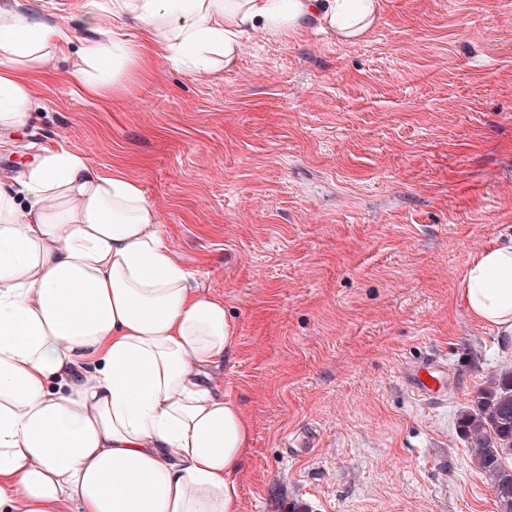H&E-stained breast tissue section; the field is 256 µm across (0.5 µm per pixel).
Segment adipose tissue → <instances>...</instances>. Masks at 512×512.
<instances>
[{"label": "adipose tissue", "mask_w": 512, "mask_h": 512, "mask_svg": "<svg viewBox=\"0 0 512 512\" xmlns=\"http://www.w3.org/2000/svg\"><path fill=\"white\" fill-rule=\"evenodd\" d=\"M40 12L0 0L6 128L29 117L31 74L72 41ZM378 13L379 0H88L83 18L106 38L83 46L77 76L99 92L150 44L200 74L309 22L350 43ZM23 184L24 207L0 187V512H236L249 424L207 382L233 355L223 302L189 287L122 171L58 147ZM463 298L512 330V246L474 257Z\"/></svg>", "instance_id": "adipose-tissue-1"}]
</instances>
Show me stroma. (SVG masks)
<instances>
[{"mask_svg": "<svg viewBox=\"0 0 512 512\" xmlns=\"http://www.w3.org/2000/svg\"><path fill=\"white\" fill-rule=\"evenodd\" d=\"M84 2L43 0L74 38L0 130V186L62 146L159 211L232 320L209 378L250 423L237 512H498L457 416L512 367V334L462 296L512 243V0H381L356 43L309 24L208 75L153 50L98 95L76 78ZM424 357L447 399L401 380Z\"/></svg>", "mask_w": 512, "mask_h": 512, "instance_id": "35a3bbf8", "label": "stroma"}]
</instances>
